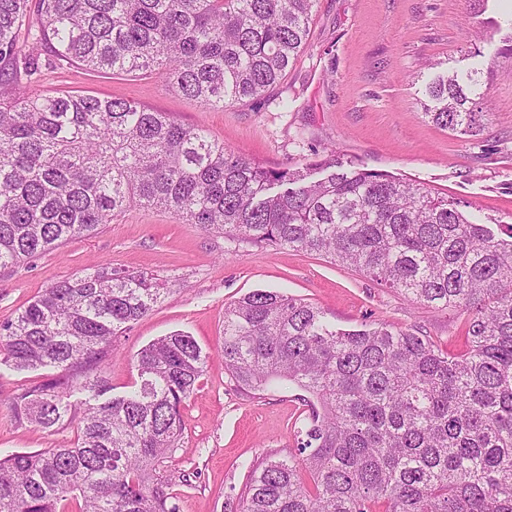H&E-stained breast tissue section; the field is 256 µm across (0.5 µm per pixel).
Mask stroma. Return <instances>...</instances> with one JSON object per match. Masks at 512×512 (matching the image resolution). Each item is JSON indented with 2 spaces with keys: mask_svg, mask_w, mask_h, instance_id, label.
<instances>
[{
  "mask_svg": "<svg viewBox=\"0 0 512 512\" xmlns=\"http://www.w3.org/2000/svg\"><path fill=\"white\" fill-rule=\"evenodd\" d=\"M506 0H316L306 48L261 97L206 110L153 76L93 74L80 65H42L33 94L122 99L207 130L233 154L268 168L302 165L335 144L343 161L382 170L459 202L481 224H512V36ZM480 64L490 72L491 112L479 136L436 128L420 101L430 75ZM289 110H282L281 101ZM98 264L157 275L168 287L153 309L118 333L104 375L110 396L134 389L133 359L174 331L192 336L205 369L182 411L183 440L164 474L179 512H225L244 494L246 460L294 454L302 392L266 399L237 386L220 346L224 310L256 290H278L322 308L338 328L389 323L465 350L466 316L416 304L354 269L292 249L257 248L182 223L171 213L133 207L96 234L71 239L11 269H0V323L42 290ZM44 370L0 368V455L73 443L76 424L40 429L17 420L10 400Z\"/></svg>",
  "mask_w": 512,
  "mask_h": 512,
  "instance_id": "obj_1",
  "label": "stroma"
}]
</instances>
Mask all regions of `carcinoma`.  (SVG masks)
<instances>
[{"instance_id": "obj_1", "label": "carcinoma", "mask_w": 512, "mask_h": 512, "mask_svg": "<svg viewBox=\"0 0 512 512\" xmlns=\"http://www.w3.org/2000/svg\"><path fill=\"white\" fill-rule=\"evenodd\" d=\"M315 0H0V268L97 232L132 206L260 247L350 267L410 300L467 313L466 350L382 323L336 328L318 306L255 291L224 310V366L238 387L311 395L297 453L247 464L231 512H512V224L496 233L455 202L353 162L336 145L269 169L204 130L121 99L31 95L19 43L52 65L155 76L207 109L262 96L303 52ZM481 72L428 84L424 116L476 136L490 115ZM318 172L326 176L314 180ZM167 292L100 265L59 281L0 325V365L57 373L12 399L40 428L77 440L0 457V512H178L161 473L180 448L181 410L205 357L176 331L135 357L139 386L100 401L112 338ZM90 396L73 404L74 390ZM308 472L307 485L302 472Z\"/></svg>"}]
</instances>
